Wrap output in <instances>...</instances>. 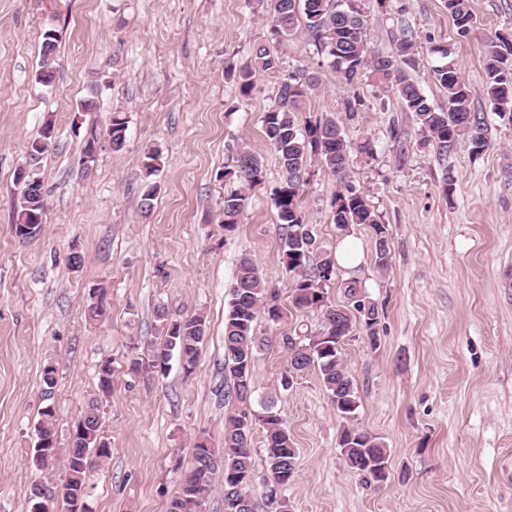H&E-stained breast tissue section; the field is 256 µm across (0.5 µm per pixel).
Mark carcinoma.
Here are the masks:
<instances>
[{
	"mask_svg": "<svg viewBox=\"0 0 512 512\" xmlns=\"http://www.w3.org/2000/svg\"><path fill=\"white\" fill-rule=\"evenodd\" d=\"M261 9L271 18L268 37L253 48L249 64L236 69L235 75L242 95L254 88V75L264 72L279 78L277 100L263 117L266 138L277 152L282 177L273 191V203L278 216V236L288 272L293 277L291 301L298 309H318L324 318L323 331L318 336L284 335L283 348L288 355V371L304 372L315 366L336 414L350 419L359 407L357 388L353 382L342 345L345 338L361 325L371 343H376L379 323L378 305L369 300L362 283L350 279L342 283L344 302L333 305L328 301L332 279L321 274L330 255L323 256L316 265H310L316 239L304 224L301 207L304 174L308 160L316 155L330 175L336 177L340 191L333 202L332 222L342 225L345 233L353 226L365 225L376 237V265L388 266L391 250L385 225L378 220L374 207L362 192L348 181L351 143L345 138L338 121L328 118L312 123L303 119L304 105L309 94L319 88V78L312 73L282 75L283 62L270 49V43L292 35L298 30L299 19H304L306 29L320 49L327 54L333 66L345 79L353 81L362 71L371 80L394 92L401 109L413 114L421 129L428 134L439 154L462 141L469 155L480 156L487 148V128L484 116L471 106V91L457 69L448 62L433 68L436 84L446 97V104L435 106L411 79L407 67L412 65L416 46V33L401 29L393 54L374 51L366 39L367 11L365 0H258ZM446 8L458 35L465 37L475 27V18L469 0H446ZM59 42L58 31L46 27L41 32V50L36 82L49 87L55 79L54 56ZM486 94L499 114H508L512 121V41L500 39L486 55ZM127 119L120 112L112 113V150L120 151L126 144ZM161 153L157 149L147 152L142 161L147 185L141 208L148 213L156 196L157 185L151 177L160 171ZM232 174L250 190L263 182V165L248 148H242L236 157ZM22 188L23 206L13 218L15 234L25 224L34 223V217L43 213L41 195L43 183L26 177ZM248 205V196L234 192L224 197V229L230 230ZM277 323L283 318L279 294L267 285L257 264L248 256L240 258L231 291L229 309L224 320V360L231 379L240 376L253 382L256 354L265 345V339L256 335L254 325L259 316ZM159 331L163 335V348L147 358L144 369L152 372L157 365L168 369L172 354L191 368H196L201 344L207 335V319L201 314L169 318L167 312H156ZM238 407L224 418V447L211 448L200 445L209 464L192 472L181 486L180 493L170 504L169 512H200L205 496L213 492L214 475L224 466L243 478L256 473L251 448L255 427L262 428L265 436V467L267 476L288 488L296 477L298 449L280 415L272 407L262 412L249 409L252 394L245 390L231 389ZM56 411L44 405L36 428L37 443H44L56 436ZM96 438L77 435L64 452L72 456L78 467L66 473L65 483L59 487L45 485L51 494L60 488L63 507L70 505V496L89 487L91 470L97 460L108 458L112 448H97ZM338 447L347 467L358 475L379 483L388 479L389 456L377 437L356 428L341 432ZM237 484L224 479V512H283L285 502L277 504L263 497L252 500V508H239L240 493Z\"/></svg>",
	"mask_w": 512,
	"mask_h": 512,
	"instance_id": "cac0c4a2",
	"label": "carcinoma"
}]
</instances>
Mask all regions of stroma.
<instances>
[{
	"label": "stroma",
	"mask_w": 512,
	"mask_h": 512,
	"mask_svg": "<svg viewBox=\"0 0 512 512\" xmlns=\"http://www.w3.org/2000/svg\"><path fill=\"white\" fill-rule=\"evenodd\" d=\"M476 26L459 37L444 0H369L367 40L381 52L408 26L418 34L409 74L434 103L445 97L432 69L455 65L484 113L489 148L479 157L456 145L447 155L425 140L394 94L364 78L347 84L306 30L275 43L286 72L318 76L307 118L339 121L352 143L351 184L367 195L391 246L379 270L369 228L354 227L361 254L340 267L382 307L379 345L362 331L343 345L359 395L352 420L339 417L317 368L282 387L281 335L323 329L318 310H296L272 191L281 179L263 129L277 78L259 72L250 97L226 78L227 63L249 59L269 23L255 0H0V512H29L39 480L62 483L60 466L33 460L43 406L41 372L57 368L56 429L67 443L84 408L98 397V371L112 364V393L101 401V429L112 455L93 474L92 512H168L180 490L175 464L195 443H224V316L241 256H250L286 310L280 324L258 318L267 340L253 367L254 399L275 396L298 450V476L282 493L288 512H512V121L487 98L484 53L512 39V0H470ZM60 34L56 79L37 83L41 32ZM447 56H440V49ZM98 108L80 111L90 93ZM355 102L346 114L344 99ZM127 118L126 144L102 147L91 174L80 171L90 136L112 113ZM54 140L43 155L29 146L46 122ZM262 161L261 185L234 229L224 227L225 195L241 190L231 172L239 149ZM161 151L160 189L140 209L146 151ZM44 184L46 217L32 239L15 236L19 168ZM305 222L322 250L342 242L332 222L339 190L318 159L305 174ZM82 266L72 270L71 255ZM106 319L85 318L92 289ZM208 322L197 366L177 359L166 374L130 369L158 341L157 309ZM380 439L390 476L376 486L349 470L338 448L343 428Z\"/></svg>",
	"instance_id": "obj_1"
}]
</instances>
